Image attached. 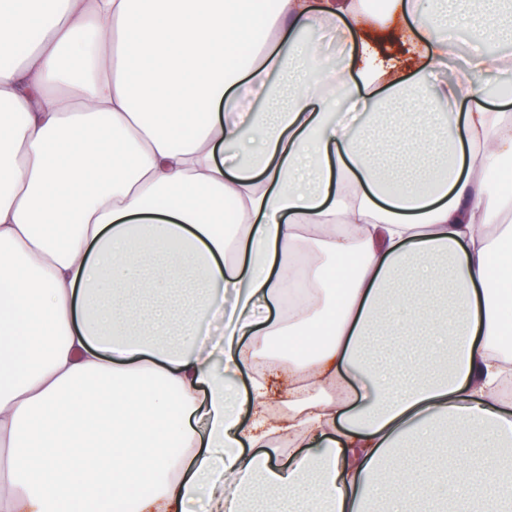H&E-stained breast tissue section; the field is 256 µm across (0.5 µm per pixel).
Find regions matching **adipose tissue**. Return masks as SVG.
<instances>
[{"instance_id":"ef3b65f1","label":"adipose tissue","mask_w":512,"mask_h":512,"mask_svg":"<svg viewBox=\"0 0 512 512\" xmlns=\"http://www.w3.org/2000/svg\"><path fill=\"white\" fill-rule=\"evenodd\" d=\"M448 4L0 0V512H512V64L427 80L512 28ZM473 41L470 37H467L466 32L458 28L457 31V45H455V51L451 60L447 64H444L438 68L433 69L429 72V78L431 81H448L453 73V67L459 61L462 60L473 48Z\"/></svg>"}]
</instances>
